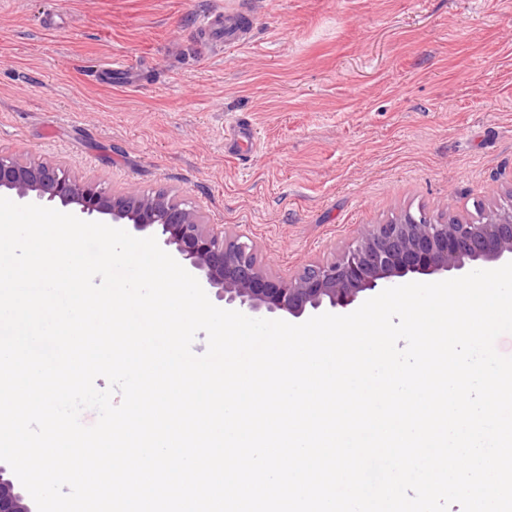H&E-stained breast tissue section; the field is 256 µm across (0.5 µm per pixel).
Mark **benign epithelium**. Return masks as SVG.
<instances>
[{
  "label": "benign epithelium",
  "instance_id": "obj_1",
  "mask_svg": "<svg viewBox=\"0 0 512 512\" xmlns=\"http://www.w3.org/2000/svg\"><path fill=\"white\" fill-rule=\"evenodd\" d=\"M2 192L24 204L60 205L85 221L109 219L148 232L224 304L252 314L300 317L309 308H347L367 291L408 278L512 261V186L481 218L434 219L421 210L406 211L364 229L339 257L314 261L288 277L263 262L253 241L210 223L201 210L168 192L146 193L134 184L111 192L59 163L21 164L0 153ZM4 473L0 466V512H32L19 482Z\"/></svg>",
  "mask_w": 512,
  "mask_h": 512
}]
</instances>
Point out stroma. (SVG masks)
<instances>
[{
    "instance_id": "35a3bbf8",
    "label": "stroma",
    "mask_w": 512,
    "mask_h": 512,
    "mask_svg": "<svg viewBox=\"0 0 512 512\" xmlns=\"http://www.w3.org/2000/svg\"><path fill=\"white\" fill-rule=\"evenodd\" d=\"M220 12L244 44L205 34ZM0 152L186 197L292 275L512 181V0H0Z\"/></svg>"
}]
</instances>
